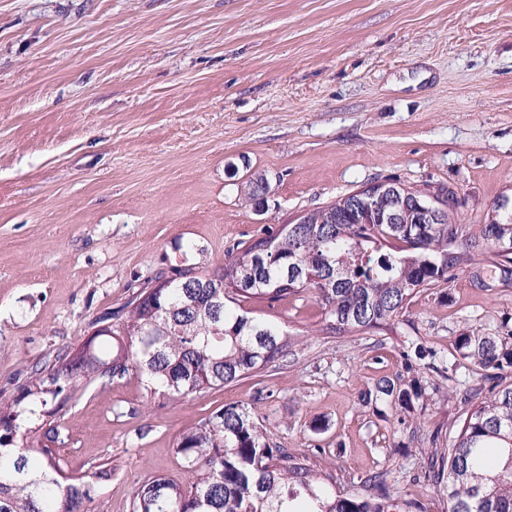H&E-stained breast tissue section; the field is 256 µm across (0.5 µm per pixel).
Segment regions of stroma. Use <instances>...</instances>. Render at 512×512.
I'll return each instance as SVG.
<instances>
[{
  "label": "stroma",
  "instance_id": "obj_1",
  "mask_svg": "<svg viewBox=\"0 0 512 512\" xmlns=\"http://www.w3.org/2000/svg\"><path fill=\"white\" fill-rule=\"evenodd\" d=\"M384 180L453 188L474 234L512 199V0H0V399L158 278ZM243 309L292 338L256 376L181 399L131 374L57 415L65 476L112 464L91 512L186 482L179 438L230 403L341 490L381 472L446 512L428 472L456 380L410 413L364 396L412 345L448 360L463 330H512V284L460 270L370 334L326 333L310 291Z\"/></svg>",
  "mask_w": 512,
  "mask_h": 512
}]
</instances>
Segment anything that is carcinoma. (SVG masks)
<instances>
[{
  "instance_id": "obj_1",
  "label": "carcinoma",
  "mask_w": 512,
  "mask_h": 512,
  "mask_svg": "<svg viewBox=\"0 0 512 512\" xmlns=\"http://www.w3.org/2000/svg\"><path fill=\"white\" fill-rule=\"evenodd\" d=\"M402 186L379 200L398 224L354 208V197L306 212L303 224L277 231L237 249L221 272L182 268L165 288H148L117 328H100L82 347L30 371L12 400L0 401V512H89L91 489L112 478L103 463L81 477L58 468L52 442L58 426L47 422L38 438L23 429L21 403L52 417L81 385L136 374L173 397H189L255 376L283 357L285 334L268 321L242 313L241 303L270 304L312 290L334 333L365 332L396 320L412 297L439 288L462 265L499 239L512 241V210L468 234L453 214L443 224H423ZM208 281L190 288L186 277ZM512 278V253H496L489 281ZM437 353L422 346L403 352L404 372L382 378L365 399L386 400L409 412L426 395L418 362ZM455 359L481 371L483 384L462 383L469 406L446 448H435L434 484L447 512H512V331L468 330L457 337ZM176 452L192 476L189 485L156 475L134 493V512H406L380 474L362 490L336 484L283 448L267 442L249 411L228 404L199 428L184 433Z\"/></svg>"
}]
</instances>
